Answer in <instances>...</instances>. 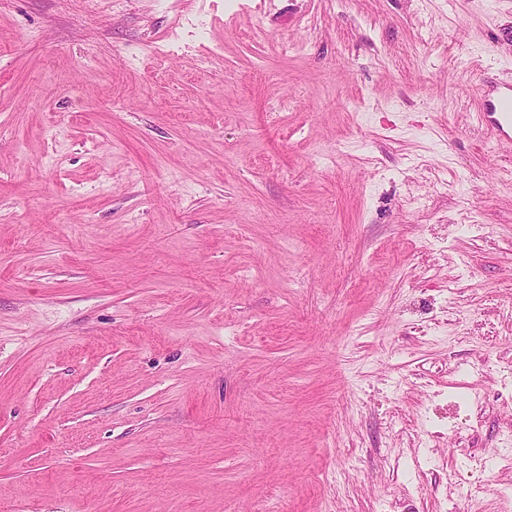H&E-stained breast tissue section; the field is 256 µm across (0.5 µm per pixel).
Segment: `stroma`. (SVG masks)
Returning <instances> with one entry per match:
<instances>
[{
	"label": "stroma",
	"mask_w": 512,
	"mask_h": 512,
	"mask_svg": "<svg viewBox=\"0 0 512 512\" xmlns=\"http://www.w3.org/2000/svg\"><path fill=\"white\" fill-rule=\"evenodd\" d=\"M512 0H0V512H512ZM494 98H481L475 113L478 123L490 132L495 142L512 151V83Z\"/></svg>",
	"instance_id": "obj_1"
}]
</instances>
